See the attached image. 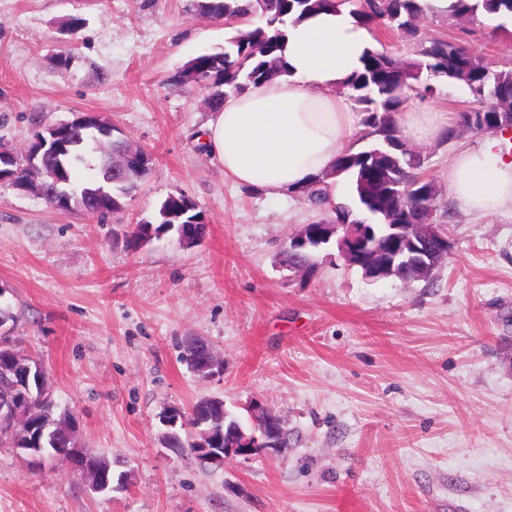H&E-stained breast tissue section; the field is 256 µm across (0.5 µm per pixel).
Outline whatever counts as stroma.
I'll return each instance as SVG.
<instances>
[{"instance_id": "1", "label": "stroma", "mask_w": 512, "mask_h": 512, "mask_svg": "<svg viewBox=\"0 0 512 512\" xmlns=\"http://www.w3.org/2000/svg\"><path fill=\"white\" fill-rule=\"evenodd\" d=\"M196 3L0 0V141L20 152L32 116L99 112L152 158L104 221L0 182L11 345L43 361L79 447L127 474L107 499L64 469H30L6 441L0 512H512V211L464 212L447 189L453 156L483 134L422 145L451 246L432 279L371 281L332 249L311 273L282 270L289 238L328 212L302 195L268 201L199 151L206 93L170 79L231 32ZM493 27L426 22L498 66L512 37ZM178 193L203 213L204 240L170 232L128 251L131 227ZM191 336L223 372L183 362ZM208 396L280 416L288 448L216 471L163 448L160 412ZM191 369L203 377H212L223 369V361L211 347L203 356H196L191 361Z\"/></svg>"}]
</instances>
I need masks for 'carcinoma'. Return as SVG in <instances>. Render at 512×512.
<instances>
[{
    "label": "carcinoma",
    "mask_w": 512,
    "mask_h": 512,
    "mask_svg": "<svg viewBox=\"0 0 512 512\" xmlns=\"http://www.w3.org/2000/svg\"><path fill=\"white\" fill-rule=\"evenodd\" d=\"M350 6L349 13L365 27L383 24L388 30L405 35L413 41L412 58L405 62L417 71V76L403 78L405 64L377 48L365 52L362 70L355 73L343 86V93L362 114V137L372 139V145L360 152H347L336 162V173L347 180L349 202L334 207L335 219L344 221L352 215L359 221H382L380 206L391 203L395 207L397 223L418 224L423 216L418 210L415 194L421 188V170L424 164L419 155L403 151L405 139L401 135L397 115L415 98L433 96L439 85L421 78L425 73L449 85L464 87L469 96L480 104L477 111L491 117L501 107L512 108V67L493 69L479 55L465 45L439 38L420 35L418 22L432 15L458 22L493 17L502 20L495 29H505L512 22V0H454L450 9L442 12L430 0H198L201 14L212 19H223L238 25L236 34L218 52H206L192 59L173 77L176 86L191 85L206 91V106L212 112L223 107L224 97L244 92L249 84L267 81L285 73L279 55L282 27L310 12L328 7ZM76 144L70 154L62 158L63 167L48 158L47 170L55 171L61 183L55 185L46 179L51 189L70 196L72 206L89 210V199L95 194L113 198L112 205L95 213L104 218L121 209V199L137 187L142 174L136 172L123 184L107 187L99 175L106 155L99 151L83 130L72 131ZM201 215L198 207L180 211V215L166 219L157 214L156 230L167 232L173 224H192ZM32 359L19 355L13 349L0 351V399L12 395L3 383V372L21 373ZM48 426L33 423L10 436L14 448H56L65 446L61 438L51 434L50 423L58 421L67 409L55 404L39 406ZM195 415L204 421L202 429L222 430L224 423L239 424L233 413L212 405L194 404Z\"/></svg>",
    "instance_id": "1"
}]
</instances>
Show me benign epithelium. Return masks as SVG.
I'll use <instances>...</instances> for the list:
<instances>
[{
	"mask_svg": "<svg viewBox=\"0 0 512 512\" xmlns=\"http://www.w3.org/2000/svg\"><path fill=\"white\" fill-rule=\"evenodd\" d=\"M72 124L86 129L93 128L107 140L112 139L115 132V127L108 119L96 112L91 118L80 112L72 120L38 132L24 152V167L12 175L18 186L32 187L37 195L46 197V184L42 179V153L54 140L61 137V130L64 127ZM508 130L512 131V111L499 112L492 121L484 122L480 126L483 133ZM124 143L123 151L106 166L105 175L108 178L146 160L143 150L127 139ZM388 228L387 235L377 238L369 224H304L291 237L288 253L296 258L308 251L334 245L341 258L353 266L361 267L365 277L374 280L394 278L406 284L431 278L440 264L447 260L450 245L444 225L429 220L422 224L390 223ZM191 369L203 377H211L222 371L223 361L211 349L203 356L194 357ZM35 371L37 381L34 397L24 395L0 402L1 418L11 419L21 425L35 417L33 402L52 398L43 366L36 364ZM254 413L259 415L254 431L248 434L241 430L236 431V442L232 447L210 448L204 441L197 439L192 455L205 468L218 470L224 468V458L230 454L250 458L263 451H279L281 419L268 412L263 414L259 408L255 409ZM162 422L167 427V431L161 436L163 447L176 454L181 453V449L176 447L177 438L180 437L177 425H186L185 416L179 409L172 407L163 413ZM20 452L35 467L49 460L72 473L86 477L89 490L94 494L109 496L115 487L125 483L123 474L119 475L117 482H111L109 471L98 466L92 457L75 448H58L48 454H37L29 448H22Z\"/></svg>",
	"mask_w": 512,
	"mask_h": 512,
	"instance_id": "benign-epithelium-1",
	"label": "benign epithelium"
}]
</instances>
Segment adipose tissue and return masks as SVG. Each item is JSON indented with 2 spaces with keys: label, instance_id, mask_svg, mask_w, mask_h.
I'll return each instance as SVG.
<instances>
[{
  "label": "adipose tissue",
  "instance_id": "obj_1",
  "mask_svg": "<svg viewBox=\"0 0 512 512\" xmlns=\"http://www.w3.org/2000/svg\"><path fill=\"white\" fill-rule=\"evenodd\" d=\"M372 45L367 29L343 8L288 24L281 52L286 74L229 95L206 124L205 142L225 177L271 199L301 193L317 178L335 184L333 167L358 121L339 89ZM399 125L415 140L444 137L449 128L444 112H404ZM502 143L488 138L453 158L448 184L464 210L512 209V152Z\"/></svg>",
  "mask_w": 512,
  "mask_h": 512
}]
</instances>
